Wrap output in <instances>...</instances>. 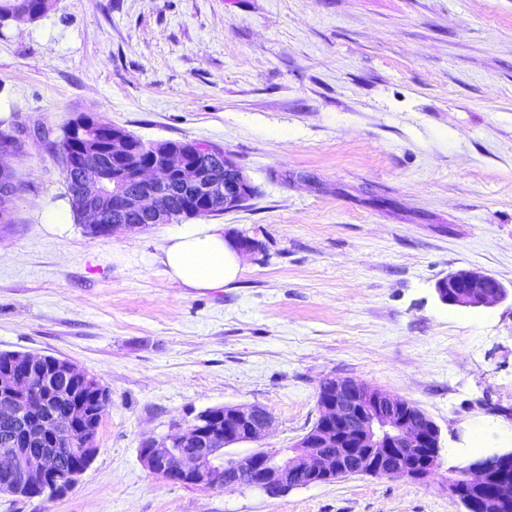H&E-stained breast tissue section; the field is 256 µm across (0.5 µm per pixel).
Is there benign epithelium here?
<instances>
[{
	"label": "benign epithelium",
	"mask_w": 512,
	"mask_h": 512,
	"mask_svg": "<svg viewBox=\"0 0 512 512\" xmlns=\"http://www.w3.org/2000/svg\"><path fill=\"white\" fill-rule=\"evenodd\" d=\"M154 163L143 168L135 183L123 182L112 189L110 228H140L128 223L129 217L146 224H160L164 211L159 198L177 177L179 189L200 190L215 209L232 212L250 197L253 184L227 154L216 157L224 167V183L208 180V173L184 158L169 144L153 146ZM436 290L442 302L453 306L486 307L506 298L503 284L481 271L462 269L440 280ZM94 390L95 378L64 359L33 354L17 355L0 368V420L8 423L21 411L43 413L41 428L29 433L25 441L48 438L52 448L21 447L14 438L12 448H0V492H23L32 497L57 494L75 486L84 473V463L97 451L96 435L87 422L82 401L73 387ZM51 400L74 405L75 419L62 421L48 411ZM320 417L315 430L288 449L283 457L269 449L244 456L226 455V447L254 442L271 423L269 413L255 405H236L232 422L225 425L224 412L211 409L182 427L177 435L150 438L151 447L139 449L143 466L153 469L159 461L171 459L165 480L169 483L206 489L242 485L241 476L252 477L250 485L274 498L300 486L322 484L348 468L376 476L387 472L392 477L423 480L433 471L428 467L412 473L402 464L390 462L392 446L406 437L414 446L430 449L438 456L440 433L437 426L427 431L411 429L403 399L385 391L373 392L356 380L342 379L326 386L319 402ZM81 439L82 447L64 444ZM512 468V450H494L466 468V483L484 487L491 477Z\"/></svg>",
	"instance_id": "benign-epithelium-1"
}]
</instances>
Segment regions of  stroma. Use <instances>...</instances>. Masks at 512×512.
I'll list each match as a JSON object with an SVG mask.
<instances>
[{"label":"stroma","mask_w":512,"mask_h":512,"mask_svg":"<svg viewBox=\"0 0 512 512\" xmlns=\"http://www.w3.org/2000/svg\"><path fill=\"white\" fill-rule=\"evenodd\" d=\"M0 129L24 188L0 224V352L68 360L110 393L96 454L59 497L0 512H464L448 472L512 448V0H56L0 37ZM98 112L146 141L223 146L256 195L214 216L258 240L195 290L158 255L177 222L46 233L61 126ZM461 269L502 302L440 301ZM348 377L440 429L423 481L350 475L270 498L190 488L142 440L210 407H263L288 448Z\"/></svg>","instance_id":"obj_1"}]
</instances>
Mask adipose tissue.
<instances>
[{
	"label": "adipose tissue",
	"mask_w": 512,
	"mask_h": 512,
	"mask_svg": "<svg viewBox=\"0 0 512 512\" xmlns=\"http://www.w3.org/2000/svg\"><path fill=\"white\" fill-rule=\"evenodd\" d=\"M169 276L181 286L219 288L241 274L242 257L223 225H181L162 247L159 256Z\"/></svg>",
	"instance_id": "obj_1"
}]
</instances>
